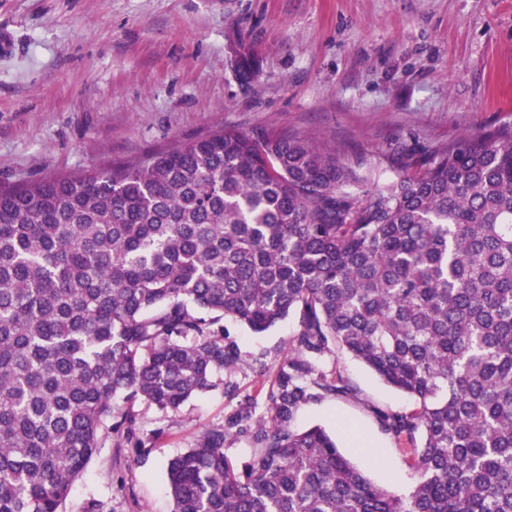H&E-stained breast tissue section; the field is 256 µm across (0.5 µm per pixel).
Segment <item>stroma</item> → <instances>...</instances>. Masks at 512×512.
Returning <instances> with one entry per match:
<instances>
[{
	"mask_svg": "<svg viewBox=\"0 0 512 512\" xmlns=\"http://www.w3.org/2000/svg\"><path fill=\"white\" fill-rule=\"evenodd\" d=\"M0 190L132 163L224 128L300 136L361 174L394 179L401 154L512 128V0H0ZM259 62L240 80L233 56ZM296 327L225 328L242 365L168 415L133 407L144 452L105 444L66 500L109 512H172L168 461L264 391ZM321 367L353 396L297 415L320 425L378 485L405 495L418 475L379 412L416 403L340 351Z\"/></svg>",
	"mask_w": 512,
	"mask_h": 512,
	"instance_id": "35a3bbf8",
	"label": "stroma"
}]
</instances>
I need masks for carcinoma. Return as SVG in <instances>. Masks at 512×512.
<instances>
[{
    "instance_id": "obj_1",
    "label": "carcinoma",
    "mask_w": 512,
    "mask_h": 512,
    "mask_svg": "<svg viewBox=\"0 0 512 512\" xmlns=\"http://www.w3.org/2000/svg\"><path fill=\"white\" fill-rule=\"evenodd\" d=\"M290 316L266 411L245 400L168 461L173 512H512V130L405 154L380 184L304 138L230 128L0 191V512H64L107 438L145 448L115 396L175 413L238 368L224 319L262 334ZM333 348L415 400L381 416L421 439L409 495L293 427L351 393L319 368Z\"/></svg>"
}]
</instances>
